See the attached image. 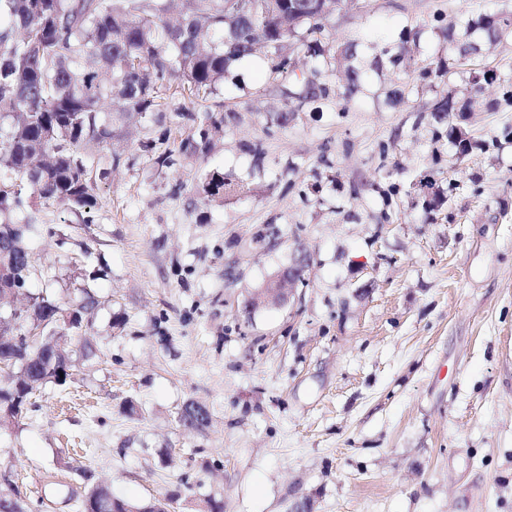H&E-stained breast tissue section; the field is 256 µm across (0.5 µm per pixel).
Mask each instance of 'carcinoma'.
Returning a JSON list of instances; mask_svg holds the SVG:
<instances>
[{"mask_svg": "<svg viewBox=\"0 0 512 512\" xmlns=\"http://www.w3.org/2000/svg\"><path fill=\"white\" fill-rule=\"evenodd\" d=\"M293 0H269L251 20L241 15L240 0H0V264L15 272L19 290L35 273L26 241L37 225L18 224L12 213L36 199L62 204L91 222L99 209L91 176V151L110 144L112 117L130 124L163 111L162 93L173 87L188 100L208 101L218 94L233 63L253 55L263 43L274 74L291 69L285 44L299 38L310 57L323 55L326 17L311 10L290 14ZM512 27V12H492L476 19L451 20L445 36L455 54L448 79L462 78L469 98L450 96L434 108L448 115V139L463 155L470 139L453 119L474 111L482 84L498 83L501 96L484 104L488 112L512 107V76L486 60L481 40H497ZM220 121L206 116L198 137L181 141L185 153L211 148ZM203 193L211 198L234 195L242 187L212 172ZM71 329L97 300L80 289ZM24 318H4L12 337L0 340V358L18 369L20 379L0 385V425L15 421L33 406L21 390L26 379L63 386L72 377L68 347L49 368L51 345L31 341L25 328L56 327L62 311L48 294L29 297ZM84 503L95 512H143L160 501L134 504L103 485L91 486ZM0 512H29L12 490H0Z\"/></svg>", "mask_w": 512, "mask_h": 512, "instance_id": "obj_1", "label": "carcinoma"}]
</instances>
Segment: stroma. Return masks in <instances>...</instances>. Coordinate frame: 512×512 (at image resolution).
Returning <instances> with one entry per match:
<instances>
[{
  "label": "stroma",
  "instance_id": "1",
  "mask_svg": "<svg viewBox=\"0 0 512 512\" xmlns=\"http://www.w3.org/2000/svg\"><path fill=\"white\" fill-rule=\"evenodd\" d=\"M483 11L512 0H344L326 28L355 46L351 101L290 40V75L233 66L207 153L179 150L205 103L172 93L99 149L94 223L17 214L43 226L29 292L98 305L71 380L0 429V488L32 512H83L95 483L175 512H512V108L460 120L456 157L434 105L462 84L420 75L448 64L442 20ZM415 27L404 62L371 67ZM309 79L328 97L295 98ZM213 171L245 193L204 200ZM301 256L304 283L252 306ZM189 405L207 428L181 425Z\"/></svg>",
  "mask_w": 512,
  "mask_h": 512
}]
</instances>
